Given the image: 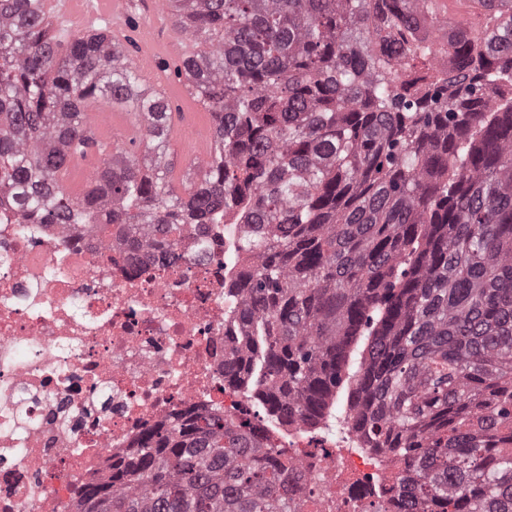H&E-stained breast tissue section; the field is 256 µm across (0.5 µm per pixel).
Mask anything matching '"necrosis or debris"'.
<instances>
[{
	"label": "necrosis or debris",
	"instance_id": "4bbe7bcc",
	"mask_svg": "<svg viewBox=\"0 0 512 512\" xmlns=\"http://www.w3.org/2000/svg\"><path fill=\"white\" fill-rule=\"evenodd\" d=\"M243 224H205L180 260L98 225L27 224L0 201V512H78L81 489L137 454L145 436L210 414L238 424L242 394L225 375L237 318L224 303ZM292 438L258 424L259 464L283 467L288 512H407L389 487L406 475L371 449ZM375 471L379 495L340 483Z\"/></svg>",
	"mask_w": 512,
	"mask_h": 512
}]
</instances>
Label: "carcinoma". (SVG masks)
<instances>
[{
	"instance_id": "obj_1",
	"label": "carcinoma",
	"mask_w": 512,
	"mask_h": 512,
	"mask_svg": "<svg viewBox=\"0 0 512 512\" xmlns=\"http://www.w3.org/2000/svg\"><path fill=\"white\" fill-rule=\"evenodd\" d=\"M467 2L484 25L442 0H163L199 47L185 76L214 126L179 185L134 42L0 0V195L29 224L142 225L173 259L194 224L253 225L233 381L311 428L348 383L343 422L412 467L415 512H512V27L490 29L512 0ZM91 100L144 118L139 143L94 142ZM92 147L100 170L73 196L60 170ZM263 453L248 421L202 416L149 434L81 503L286 512Z\"/></svg>"
}]
</instances>
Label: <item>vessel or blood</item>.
Instances as JSON below:
<instances>
[{"label": "vessel or blood", "instance_id": "1", "mask_svg": "<svg viewBox=\"0 0 512 512\" xmlns=\"http://www.w3.org/2000/svg\"><path fill=\"white\" fill-rule=\"evenodd\" d=\"M43 20L62 19L75 32L88 31L94 22L107 21L115 37L132 35L136 44L135 62L148 87L166 102L177 106L168 127L172 141L192 146L198 159H205L212 142V124L202 107L193 100L184 83L172 79L166 68L172 64H185L194 47L184 28L174 25L168 18L161 0H38ZM141 7L152 17V28H131L134 7ZM82 121L98 140H109L121 133L124 142L139 140L141 126L125 112H103L93 108L82 111ZM99 165L95 153L73 154L67 159L64 178L72 194H83Z\"/></svg>", "mask_w": 512, "mask_h": 512}]
</instances>
